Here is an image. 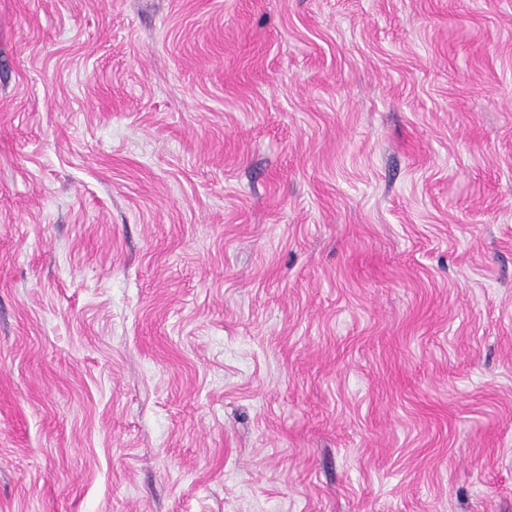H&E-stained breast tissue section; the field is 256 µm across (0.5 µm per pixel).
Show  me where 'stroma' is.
Segmentation results:
<instances>
[{
    "label": "stroma",
    "instance_id": "stroma-1",
    "mask_svg": "<svg viewBox=\"0 0 512 512\" xmlns=\"http://www.w3.org/2000/svg\"><path fill=\"white\" fill-rule=\"evenodd\" d=\"M0 512H512V0H0Z\"/></svg>",
    "mask_w": 512,
    "mask_h": 512
}]
</instances>
